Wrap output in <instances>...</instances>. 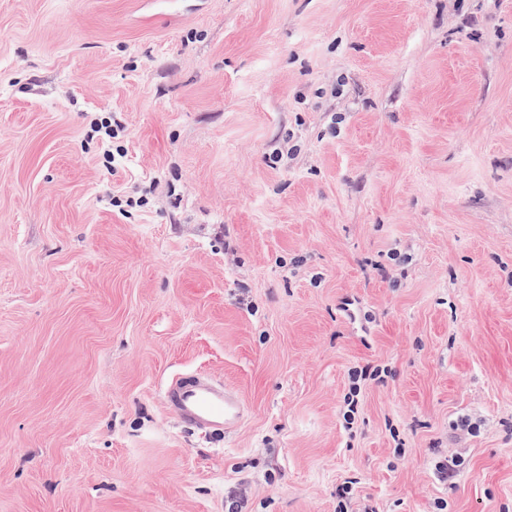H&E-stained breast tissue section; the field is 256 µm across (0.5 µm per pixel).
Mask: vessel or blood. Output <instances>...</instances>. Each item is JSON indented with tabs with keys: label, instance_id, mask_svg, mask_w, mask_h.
I'll return each instance as SVG.
<instances>
[{
	"label": "vessel or blood",
	"instance_id": "b4317fda",
	"mask_svg": "<svg viewBox=\"0 0 512 512\" xmlns=\"http://www.w3.org/2000/svg\"><path fill=\"white\" fill-rule=\"evenodd\" d=\"M165 401L184 425L213 436L230 432L244 416V403L233 389L196 372L173 380Z\"/></svg>",
	"mask_w": 512,
	"mask_h": 512
}]
</instances>
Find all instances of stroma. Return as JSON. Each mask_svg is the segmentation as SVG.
I'll use <instances>...</instances> for the list:
<instances>
[{
	"label": "stroma",
	"instance_id": "stroma-1",
	"mask_svg": "<svg viewBox=\"0 0 512 512\" xmlns=\"http://www.w3.org/2000/svg\"><path fill=\"white\" fill-rule=\"evenodd\" d=\"M195 371L228 435L167 407ZM352 479L353 512H512V0H0V512ZM109 118L104 117L99 122H94V124L91 126L92 131L95 133H101L102 139L107 142H111L112 139V150L106 149L104 151V162H106L107 170H112V172L115 170V163L119 162L121 159L126 157L128 151L126 149V146L121 144L122 141L120 140V134L124 132V126L121 124L120 121H116L112 116V123L109 120ZM114 139L116 140L114 142ZM367 379V371L362 369H352L349 371V387L348 392L344 395V412L343 419L346 427L350 429L353 425L355 416L360 407V394L362 389V382ZM167 406L186 426L211 436L228 434L243 418L244 403L231 388L192 372L181 374L165 390Z\"/></svg>",
	"mask_w": 512,
	"mask_h": 512
}]
</instances>
